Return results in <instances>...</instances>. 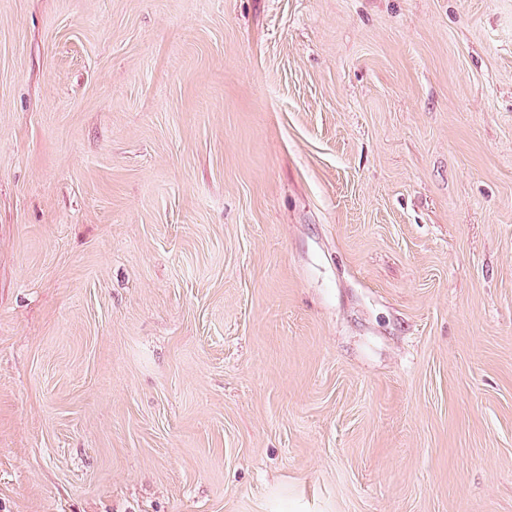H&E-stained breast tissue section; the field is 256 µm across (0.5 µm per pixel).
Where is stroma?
<instances>
[{
  "mask_svg": "<svg viewBox=\"0 0 512 512\" xmlns=\"http://www.w3.org/2000/svg\"><path fill=\"white\" fill-rule=\"evenodd\" d=\"M0 512H512V0H0Z\"/></svg>",
  "mask_w": 512,
  "mask_h": 512,
  "instance_id": "35a3bbf8",
  "label": "stroma"
}]
</instances>
